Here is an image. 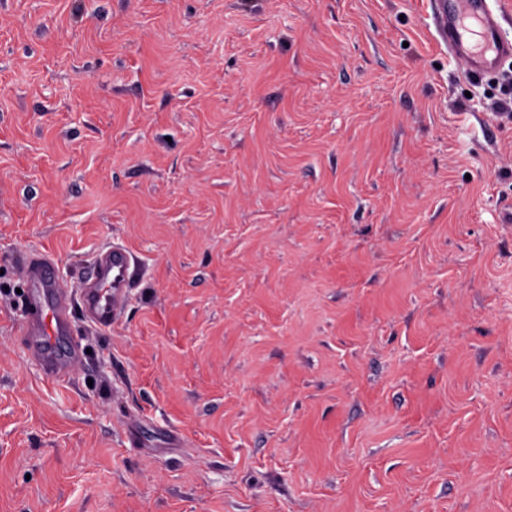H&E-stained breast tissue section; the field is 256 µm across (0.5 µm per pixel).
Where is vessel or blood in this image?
<instances>
[{
	"instance_id": "obj_1",
	"label": "vessel or blood",
	"mask_w": 512,
	"mask_h": 512,
	"mask_svg": "<svg viewBox=\"0 0 512 512\" xmlns=\"http://www.w3.org/2000/svg\"><path fill=\"white\" fill-rule=\"evenodd\" d=\"M433 22L439 39L451 57L466 62L471 73L486 75L512 57V39L503 31V15L489 0H430ZM131 253L121 246L98 253L91 274L85 280L80 298L85 316L97 325H111L131 283ZM31 308L22 334L44 373L65 379L78 353L62 360L55 354V343L66 335L70 325V301L58 286L56 264L43 253L26 260Z\"/></svg>"
}]
</instances>
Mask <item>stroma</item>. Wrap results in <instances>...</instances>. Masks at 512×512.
Returning a JSON list of instances; mask_svg holds the SVG:
<instances>
[{
	"instance_id": "1",
	"label": "stroma",
	"mask_w": 512,
	"mask_h": 512,
	"mask_svg": "<svg viewBox=\"0 0 512 512\" xmlns=\"http://www.w3.org/2000/svg\"><path fill=\"white\" fill-rule=\"evenodd\" d=\"M511 95L425 0H0V512H512ZM131 263V253L121 246H113L94 257L80 301L85 316L98 326H109L116 318L127 288H130ZM26 269L32 313L23 324V338L28 350L37 356L44 373L53 379L64 380L79 358L76 350L65 360L55 354L57 339L66 335L71 325L69 297L63 288H58L56 264L50 256L30 254Z\"/></svg>"
}]
</instances>
